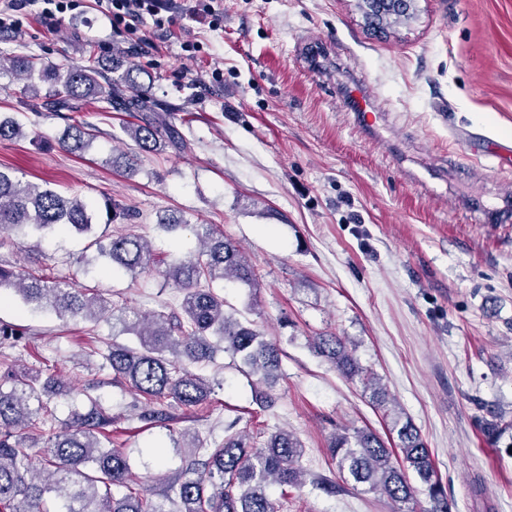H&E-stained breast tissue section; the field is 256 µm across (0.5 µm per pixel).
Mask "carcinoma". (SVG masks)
<instances>
[{"label":"carcinoma","mask_w":512,"mask_h":512,"mask_svg":"<svg viewBox=\"0 0 512 512\" xmlns=\"http://www.w3.org/2000/svg\"><path fill=\"white\" fill-rule=\"evenodd\" d=\"M16 78L36 72L50 84L42 106L57 111L74 99L105 102L118 112H141L139 123L122 126L145 152L165 142L180 145L178 132L146 115L148 106L136 95L126 98L120 86L97 68L72 65L50 68L31 55L0 58V69ZM24 136L23 124L0 120V140ZM90 137L84 127L72 125L59 139L62 147L77 151ZM123 208L105 196L95 203L66 197L45 186L24 182L0 171V243L15 232L40 239L65 233L90 238L88 247L108 260L111 270L139 276L156 273L182 295L178 308L142 315L107 298L90 295L61 280L0 263V290L14 291L28 305L49 309L59 317L92 323L122 325V333L137 338L129 346L112 340L102 354V367L112 371V383L125 385L144 401L137 419L148 427L169 432L171 447L154 449L158 459L168 452L193 458L181 471L166 470L158 480L167 484L160 498L151 489L130 486L132 467L126 451L112 443L114 417L98 399L86 395L87 404L69 418H57L51 404L63 395L59 382L41 381L40 372L20 368L5 353L15 349L22 332L0 321V512H277L268 488L273 484L299 487L303 471L298 463L304 445L293 433L278 429L261 447L224 429V439L212 446L195 432L175 437L170 409L195 408L210 403L211 381L196 369L214 361L218 351L230 354L235 368L251 379L255 401L270 407L281 376V350L250 322L243 323L224 310V296L213 283L228 280L250 288L259 285L254 266L242 250L224 237L216 224H190L187 219L159 222L174 233L192 226L196 244L177 261L161 265L151 243L132 232L95 235L100 220L110 225ZM311 347L344 377L357 378L372 398L382 402L386 391L372 372L361 367L348 341L321 334ZM512 430V417L492 415L484 423L490 436ZM396 448L387 447L375 432L343 430L333 433L328 450L343 478L366 486V491L394 505L426 495L425 512H450L448 494L436 477L420 433L409 420L393 417ZM412 468L424 486L420 491L407 479Z\"/></svg>","instance_id":"1"}]
</instances>
